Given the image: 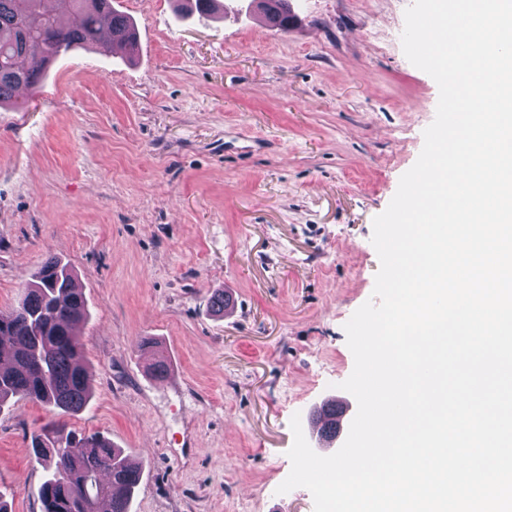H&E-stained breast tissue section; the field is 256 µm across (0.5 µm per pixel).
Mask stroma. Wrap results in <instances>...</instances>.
Returning a JSON list of instances; mask_svg holds the SVG:
<instances>
[{"instance_id":"1","label":"stroma","mask_w":512,"mask_h":512,"mask_svg":"<svg viewBox=\"0 0 512 512\" xmlns=\"http://www.w3.org/2000/svg\"><path fill=\"white\" fill-rule=\"evenodd\" d=\"M225 2L202 19L116 0L134 60L72 49L0 108V314L46 259L75 271L94 391L64 422L143 462L130 512H314L307 489L277 492L290 421L325 456L315 411L357 408L344 326L373 295V220L439 99L403 52L413 0H291L285 32ZM218 291L231 312L212 311ZM54 418L27 399L0 410L12 512H42L31 439Z\"/></svg>"}]
</instances>
